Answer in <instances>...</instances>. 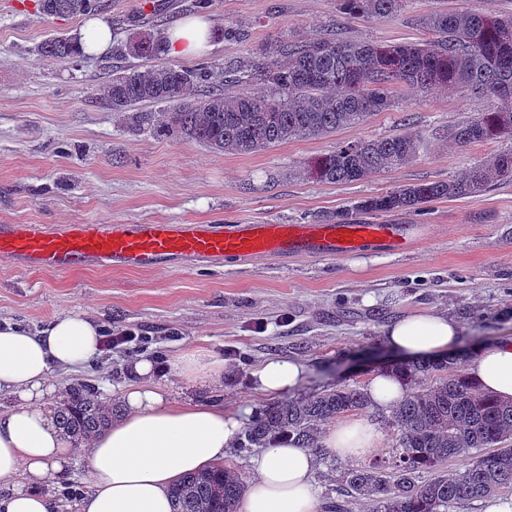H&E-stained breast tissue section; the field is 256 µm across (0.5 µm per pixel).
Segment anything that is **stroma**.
<instances>
[{
    "label": "stroma",
    "mask_w": 512,
    "mask_h": 512,
    "mask_svg": "<svg viewBox=\"0 0 512 512\" xmlns=\"http://www.w3.org/2000/svg\"><path fill=\"white\" fill-rule=\"evenodd\" d=\"M195 0H105L100 18L113 44L167 32L194 15ZM468 7L511 13L512 0H410L400 12L372 19L339 13L336 0H210L212 27L233 24L240 40L212 38L192 68L205 62L215 75L258 58L277 37L313 38L330 31L378 44L428 39L420 16ZM82 18L53 19L35 0H0V222L8 224L286 222L319 223L340 210L349 220L361 199L400 186L446 181L512 146V139L458 146L457 125L485 111V100L464 93L401 92L393 110L324 138H292L249 154H218L199 142L150 130L140 108L115 112L99 88L108 75L135 65L103 51L77 61L45 60L36 48L52 35L75 37ZM419 134L420 154L409 164L348 184L303 175L338 143ZM409 240L397 252L366 248L349 257L306 255L205 260L125 270L88 267L59 276L0 259V318L38 329L64 313L97 317L103 328L142 329L146 356L175 360L205 345L224 363L219 397L245 422L270 405L253 389V373L272 358L295 359L305 377L291 399L340 385L366 389L371 377L399 361L383 331L417 312L448 316L471 351L512 338V179L489 191L431 202L420 211L380 215ZM127 353L113 350L93 366L60 376V387L83 384L106 402L128 380Z\"/></svg>",
    "instance_id": "1"
}]
</instances>
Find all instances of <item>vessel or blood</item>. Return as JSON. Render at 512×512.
<instances>
[{
  "label": "vessel or blood",
  "instance_id": "obj_1",
  "mask_svg": "<svg viewBox=\"0 0 512 512\" xmlns=\"http://www.w3.org/2000/svg\"><path fill=\"white\" fill-rule=\"evenodd\" d=\"M393 224H0V258L59 274L87 267L143 269L168 259L245 258L292 251L334 257L405 244Z\"/></svg>",
  "mask_w": 512,
  "mask_h": 512
}]
</instances>
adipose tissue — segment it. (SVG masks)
Instances as JSON below:
<instances>
[{
  "mask_svg": "<svg viewBox=\"0 0 512 512\" xmlns=\"http://www.w3.org/2000/svg\"><path fill=\"white\" fill-rule=\"evenodd\" d=\"M171 54L184 58L210 47V24L189 18L167 34ZM102 328L81 313L55 317L44 328L25 329L0 320V398L11 406L0 410V512H55L43 495V484L61 479L75 456L85 463L89 490L77 512H171V486L183 474L223 465L243 421L223 403H196L176 398L154 380L149 357L129 361L128 384L119 393L123 416L103 435L77 449L64 437L49 408L57 393L55 375L76 372L101 355ZM458 325L428 312L401 317L384 330L386 345L412 355L453 347ZM185 390L219 389L224 361L213 352L191 347L174 362ZM469 376L489 393L512 399V338L485 347L468 362ZM303 364L276 358L253 374L256 392L276 397L296 391ZM379 435L365 419L343 421L328 430L322 443L329 453L358 459L377 447ZM241 512H316L312 476L315 455L282 442L251 461Z\"/></svg>",
  "mask_w": 512,
  "mask_h": 512,
  "instance_id": "1",
  "label": "adipose tissue"
}]
</instances>
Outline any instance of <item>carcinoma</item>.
Here are the masks:
<instances>
[{"label":"carcinoma","mask_w":512,"mask_h":512,"mask_svg":"<svg viewBox=\"0 0 512 512\" xmlns=\"http://www.w3.org/2000/svg\"><path fill=\"white\" fill-rule=\"evenodd\" d=\"M408 2L337 0V6L352 18L371 19L399 12ZM104 7V0H40L48 17L89 16ZM421 26L436 39L382 45L330 33L281 41L263 61L224 71L222 89L209 88L213 74L204 64L189 70L166 61L165 39L149 34L120 48L145 64L111 75L101 91L114 112L167 105L160 118L144 116L155 132L203 143L216 153L246 154L296 137L327 136L393 109L401 88H441L487 100L486 111L457 127L454 138L461 146L512 138V15L443 9L423 16ZM37 52L47 60L84 56L68 37L47 39ZM420 148L421 137L412 132L346 141L304 168V174L329 184L352 183L407 165ZM504 177H512V148L448 182L404 185L360 200L354 209L374 215L416 211L434 200L486 192ZM458 363V357L446 355L391 366L390 372L407 385L391 408L398 431L395 453L389 461L346 469L337 497L324 503L326 512H347L350 497L369 502L373 512H448L512 488V448L504 446L512 438V401L481 392ZM427 378L436 382L421 386ZM367 407L366 393L349 386L274 404L245 428L237 451L265 448L285 435L324 456L319 426ZM116 413L115 404L102 402L81 384L67 389L55 411L59 428L77 447L106 431ZM490 446L495 450L472 455ZM456 457L466 459L461 468L442 469ZM422 473L429 477L420 479ZM243 493L242 479L223 466L187 473L170 489L173 512H239Z\"/></svg>","instance_id":"1"}]
</instances>
